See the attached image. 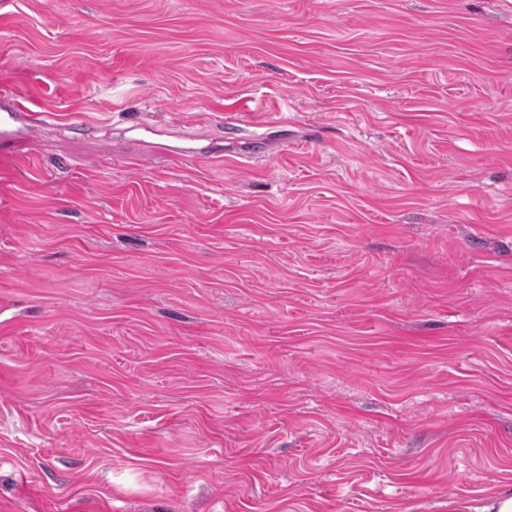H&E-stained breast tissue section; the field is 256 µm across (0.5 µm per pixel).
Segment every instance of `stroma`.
<instances>
[{
  "mask_svg": "<svg viewBox=\"0 0 512 512\" xmlns=\"http://www.w3.org/2000/svg\"><path fill=\"white\" fill-rule=\"evenodd\" d=\"M1 86L0 512L512 485V0H0ZM15 97V98H14ZM3 95L2 98L10 99L12 103L11 110H3L0 113V132L3 130H7L9 127L13 126L18 117H24L29 123L37 124L44 123L45 119L48 118V115L45 112H20L22 109H25L24 105L20 101L17 94L15 96Z\"/></svg>",
  "mask_w": 512,
  "mask_h": 512,
  "instance_id": "obj_1",
  "label": "stroma"
}]
</instances>
